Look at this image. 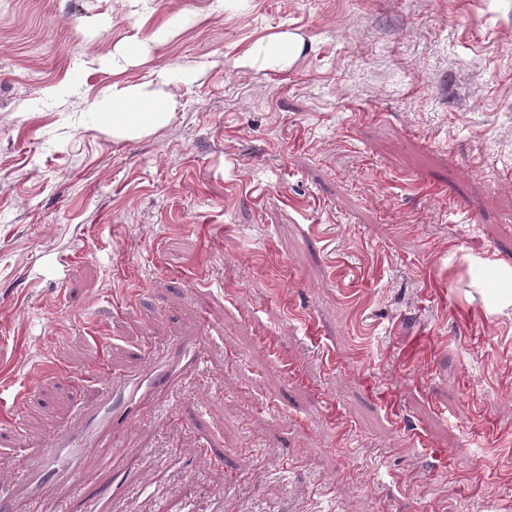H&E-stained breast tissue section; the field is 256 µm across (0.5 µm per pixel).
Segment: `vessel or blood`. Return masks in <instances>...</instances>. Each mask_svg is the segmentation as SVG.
Listing matches in <instances>:
<instances>
[{
    "instance_id": "obj_1",
    "label": "vessel or blood",
    "mask_w": 512,
    "mask_h": 512,
    "mask_svg": "<svg viewBox=\"0 0 512 512\" xmlns=\"http://www.w3.org/2000/svg\"><path fill=\"white\" fill-rule=\"evenodd\" d=\"M207 359L203 337L180 339L163 348H152L141 372L121 375L99 368L91 369L98 391L86 402L78 419L66 433L53 438L45 447L27 449L19 464L17 484L25 493L18 497L25 512H41L39 485L46 471H54L66 493L83 494L85 481L82 461L98 448L120 438L144 420L147 405L159 395L178 387L190 373L198 371ZM37 377L21 381L13 373H0V409L15 407L25 399ZM102 465L112 471V500L119 512H134L132 500L125 489L133 474L128 466L114 465L103 459Z\"/></svg>"
}]
</instances>
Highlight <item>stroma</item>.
<instances>
[{
	"label": "stroma",
	"instance_id": "35a3bbf8",
	"mask_svg": "<svg viewBox=\"0 0 512 512\" xmlns=\"http://www.w3.org/2000/svg\"><path fill=\"white\" fill-rule=\"evenodd\" d=\"M116 86L166 120L113 137ZM511 172L512 0H7L0 369L42 379L0 488L203 314L140 512H512ZM296 38L291 34H282L267 43L258 44L252 52L243 59L242 65H254L259 60L272 66H285L289 63Z\"/></svg>",
	"mask_w": 512,
	"mask_h": 512
}]
</instances>
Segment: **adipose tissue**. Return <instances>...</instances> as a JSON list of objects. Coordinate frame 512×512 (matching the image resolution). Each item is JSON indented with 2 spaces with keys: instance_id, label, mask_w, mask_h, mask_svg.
Returning a JSON list of instances; mask_svg holds the SVG:
<instances>
[{
  "instance_id": "adipose-tissue-1",
  "label": "adipose tissue",
  "mask_w": 512,
  "mask_h": 512,
  "mask_svg": "<svg viewBox=\"0 0 512 512\" xmlns=\"http://www.w3.org/2000/svg\"><path fill=\"white\" fill-rule=\"evenodd\" d=\"M112 116V133L118 137L146 132L161 125L169 111L167 100L150 98L140 92L116 88L104 108Z\"/></svg>"
}]
</instances>
